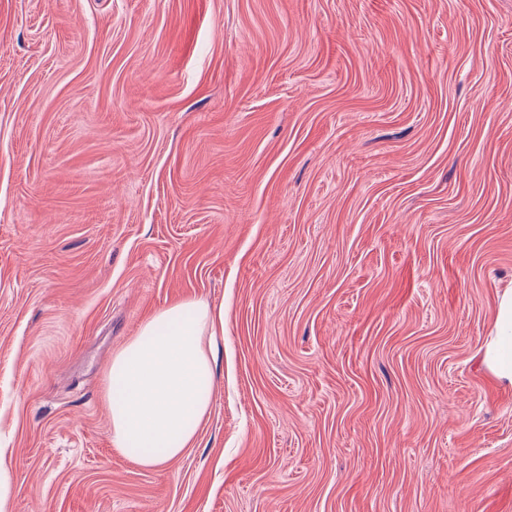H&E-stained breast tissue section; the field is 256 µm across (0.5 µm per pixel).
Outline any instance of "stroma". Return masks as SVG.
Returning a JSON list of instances; mask_svg holds the SVG:
<instances>
[{"mask_svg": "<svg viewBox=\"0 0 512 512\" xmlns=\"http://www.w3.org/2000/svg\"><path fill=\"white\" fill-rule=\"evenodd\" d=\"M512 0H0L5 512H512ZM224 309L156 469L105 369ZM483 364L497 380L512 384V290L498 298L492 336L483 351Z\"/></svg>", "mask_w": 512, "mask_h": 512, "instance_id": "stroma-1", "label": "stroma"}]
</instances>
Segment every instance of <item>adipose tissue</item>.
Listing matches in <instances>:
<instances>
[{
	"label": "adipose tissue",
	"instance_id": "adipose-tissue-1",
	"mask_svg": "<svg viewBox=\"0 0 512 512\" xmlns=\"http://www.w3.org/2000/svg\"><path fill=\"white\" fill-rule=\"evenodd\" d=\"M224 333V310L183 300L145 320L106 369L112 445L144 468L181 455L209 411L210 344ZM486 369L512 384V290L499 296L484 351Z\"/></svg>",
	"mask_w": 512,
	"mask_h": 512
}]
</instances>
